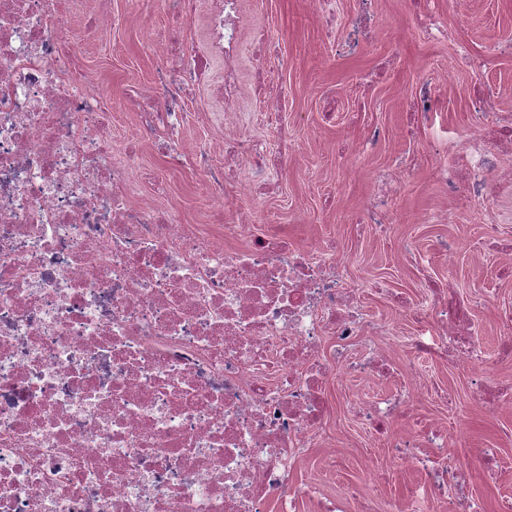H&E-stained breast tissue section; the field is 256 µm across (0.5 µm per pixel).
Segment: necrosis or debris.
Here are the masks:
<instances>
[{"mask_svg": "<svg viewBox=\"0 0 512 512\" xmlns=\"http://www.w3.org/2000/svg\"><path fill=\"white\" fill-rule=\"evenodd\" d=\"M205 2L206 48L155 41L163 80L135 86L126 104L140 117L139 143L180 126L193 89H206L224 114L219 147L164 146L169 167H192L200 191L225 186L251 199L269 187L287 154L270 156L242 132L247 100L263 102L265 124L285 101H271L264 62L272 38L247 23L252 0H151L152 14L181 23ZM82 33L68 0H0V512H341L340 500L295 483L309 449L335 463L322 424L335 404L334 378L388 382L385 358L338 357L379 325L363 311L336 250L324 240L291 245L279 225L261 233L255 209H241L217 234L185 224L156 195H135L139 143L117 151L108 98L94 92L75 46ZM257 64L243 75L241 54ZM484 89L463 149L438 168L449 187L512 193V119L490 140ZM223 151L226 165L216 164ZM248 236L244 248L232 242ZM440 339L408 341L414 357L466 365L473 398L512 409V391L489 389L492 362L512 359V313L487 355L468 323L469 303L432 285ZM403 399L362 398L358 415L377 434L398 416L408 436L392 440L405 470L421 475L425 502L443 512H483L463 493L467 474L492 471L497 451L477 449L442 468L464 429H427L413 407L432 387L416 366Z\"/></svg>", "mask_w": 512, "mask_h": 512, "instance_id": "necrosis-or-debris-1", "label": "necrosis or debris"}]
</instances>
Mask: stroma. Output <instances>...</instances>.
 Returning a JSON list of instances; mask_svg holds the SVG:
<instances>
[{
  "label": "stroma",
  "instance_id": "obj_1",
  "mask_svg": "<svg viewBox=\"0 0 512 512\" xmlns=\"http://www.w3.org/2000/svg\"><path fill=\"white\" fill-rule=\"evenodd\" d=\"M100 5L111 12V27H86L87 17ZM431 7L448 25L447 40L425 37L414 0H372L377 31L352 48L346 40L361 0H336V36L331 40L309 15L307 0H262L250 15L252 25L278 42L265 65L272 75V94L288 102L278 127L247 126L271 150L289 153L287 166L271 173L269 189L255 206L263 223L285 226L295 247L326 236L341 243L350 259L347 276L362 284L363 309L383 330L379 336L361 337L348 353L355 361L385 355L401 372L410 358L408 339L434 337L435 327L401 315L390 295L425 307L428 282L452 285L471 302L470 325L490 354L501 341L498 314L512 308V196L490 202L464 192L449 194L433 163L435 156H451L463 147L475 86L489 91V126L512 115V0H433ZM71 9L83 28L78 56L95 90L111 99L112 141L123 149L140 130L136 112L123 105V93L130 84L157 78L163 62L150 43L171 35L172 27L151 14L148 0H71ZM461 45L482 58L483 67L461 68L452 81L442 82V72ZM425 83L435 91L438 108L418 116L411 107ZM331 91L339 103L334 122L327 124L322 112ZM219 120L207 94L197 93L179 130L183 146L220 136ZM373 131L379 139L364 155L350 154L342 144L344 134L364 139ZM136 165L164 179L168 200L179 206L184 223L203 232L230 223L245 203L230 187L216 203L199 196L196 175L170 170L159 146L147 149ZM393 170L401 171L399 182L384 183L383 174ZM379 194L389 215L385 232L362 217ZM449 249L456 256L452 267L445 262ZM418 367L436 393L417 402L416 417L430 427L466 426L465 441L448 450L449 461L479 448L498 449V470L472 474L464 488L467 496L492 510L502 498L512 497V411L492 413L473 405L466 367L434 357L419 359ZM443 389L456 398V412L438 399ZM375 393L357 378L337 381L336 409L325 434L340 465L329 470L320 449H311L295 472L296 481L337 494L346 485L361 483L369 464L382 474L371 491L377 504L416 491L417 476L399 466L388 440L374 434L348 403L350 396Z\"/></svg>",
  "mask_w": 512,
  "mask_h": 512
}]
</instances>
